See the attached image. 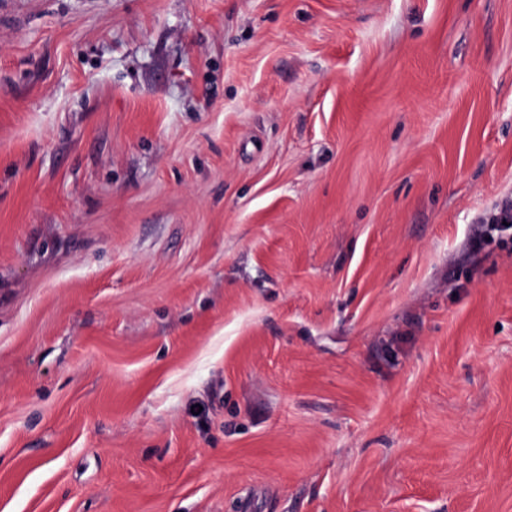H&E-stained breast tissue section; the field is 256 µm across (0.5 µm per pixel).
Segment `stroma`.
I'll list each match as a JSON object with an SVG mask.
<instances>
[{
    "label": "stroma",
    "mask_w": 512,
    "mask_h": 512,
    "mask_svg": "<svg viewBox=\"0 0 512 512\" xmlns=\"http://www.w3.org/2000/svg\"><path fill=\"white\" fill-rule=\"evenodd\" d=\"M511 211L512 0H0V512H512Z\"/></svg>",
    "instance_id": "obj_1"
}]
</instances>
